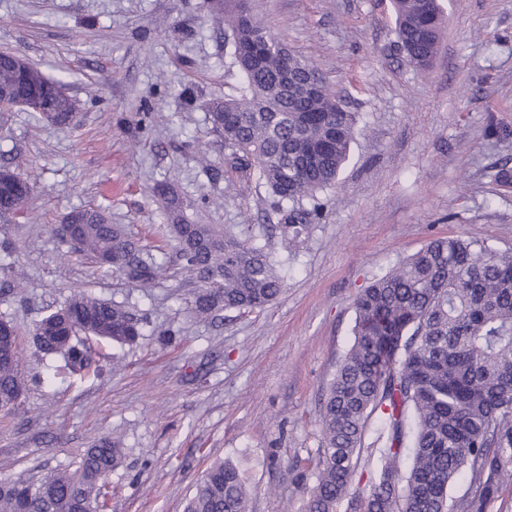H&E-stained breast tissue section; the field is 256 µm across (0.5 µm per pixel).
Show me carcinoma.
Here are the masks:
<instances>
[{
    "label": "carcinoma",
    "mask_w": 512,
    "mask_h": 512,
    "mask_svg": "<svg viewBox=\"0 0 512 512\" xmlns=\"http://www.w3.org/2000/svg\"><path fill=\"white\" fill-rule=\"evenodd\" d=\"M395 41L427 67L444 26L440 0H392ZM230 65L240 75L232 93L209 103L212 130L224 138L232 168L255 177L272 197L275 225L287 244L298 243L318 218L319 191L336 186L357 134L356 113L318 70L235 8L225 10ZM310 74L314 95L284 82L286 73ZM59 80L30 68L29 81L9 53L0 54V102L27 96L60 113L69 126L73 102L58 96ZM14 172L0 170V213L24 207ZM74 249L99 268L146 284L165 271L124 228L94 209L71 213ZM176 274L195 284L192 306L208 320L218 311L262 309L282 292L279 261L252 230L214 224H171ZM353 342L337 365L320 406L321 448L313 480L304 484L303 512H488L512 479V253L460 236L432 240L375 279L353 300ZM57 335L35 341L58 356L54 374L91 366L83 330L96 341L134 344L145 319L127 307L84 292L72 295L40 324ZM0 335V412L11 414L25 387L19 332ZM378 416L381 442L356 487L369 420ZM121 457L105 441L63 469L38 480H0V512H92L99 480ZM467 488L455 495L459 479ZM251 484L232 461L213 464L198 480L184 512H249ZM345 510H340V507Z\"/></svg>",
    "instance_id": "obj_1"
}]
</instances>
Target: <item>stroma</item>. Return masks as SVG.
Returning <instances> with one entry per match:
<instances>
[{
	"mask_svg": "<svg viewBox=\"0 0 512 512\" xmlns=\"http://www.w3.org/2000/svg\"><path fill=\"white\" fill-rule=\"evenodd\" d=\"M323 74L360 133L340 184L296 246L279 236L286 287L263 310L199 320L192 286H138L71 253L54 228L102 208L149 254L168 244L154 195L168 185L185 220L275 223L264 187L237 176L207 103L228 68L224 0H0V51L64 79L69 127L0 113V166L28 181L0 214V319L20 332L22 404L0 413V479L67 467L100 440L122 451L106 512H183L214 462L247 468L251 512H299L321 445L319 408L352 340L351 302L434 238L512 252V0H443L440 48L418 71L396 52L391 0H244ZM145 315L140 340L93 343L98 375L53 377L33 329L74 292Z\"/></svg>",
	"mask_w": 512,
	"mask_h": 512,
	"instance_id": "35a3bbf8",
	"label": "stroma"
}]
</instances>
